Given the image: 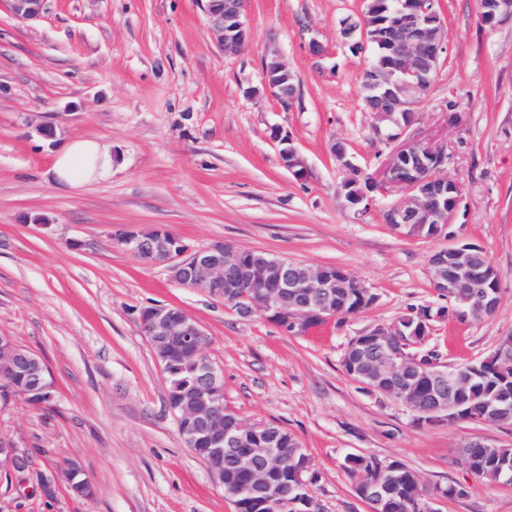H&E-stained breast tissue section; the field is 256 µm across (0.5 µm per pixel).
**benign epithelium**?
Segmentation results:
<instances>
[{"label": "benign epithelium", "mask_w": 512, "mask_h": 512, "mask_svg": "<svg viewBox=\"0 0 512 512\" xmlns=\"http://www.w3.org/2000/svg\"><path fill=\"white\" fill-rule=\"evenodd\" d=\"M244 0H199L217 45L227 55L247 49L252 32L243 8ZM438 0H416L415 6L397 16L390 37V52L396 60L400 77L394 88L387 89L392 108L386 116L391 128L375 122L380 140L392 149L380 171L368 174L364 190L365 206L371 209L376 196L392 191L400 197L387 205L383 221L399 235L410 236L411 221L429 226L438 237L451 223L462 201L459 183L448 176V146L441 142L407 134L415 123L418 104L410 101V91L423 82L427 70L438 65L447 51L448 32L440 13L434 9ZM42 0H11V10L20 20L36 18ZM481 20L495 22L512 18V0H483ZM263 87L270 96L288 110L298 93L283 100L280 82L296 87L293 72L272 50L262 60ZM281 149L283 165L297 177L306 175L305 164L288 135H275ZM333 153L346 171L343 182L354 178L362 168L345 159L346 148L333 145ZM118 240L141 261L164 267L174 283L197 288L237 304V313L248 318L261 312L285 332L302 334L335 320L339 314L341 290L355 289L363 301L370 290L355 276L344 270L327 272L319 266H305L297 261L266 252L216 242L204 248H193L176 235L145 227L137 232L121 233ZM481 249L457 244L438 252L442 259L430 263L433 288L442 296L456 300L448 313L458 320L482 315L499 302L501 272L491 263L477 265L474 256ZM430 313L419 312L411 333L401 325L378 324L371 339L358 347L372 346L373 353L349 363V376L370 390L380 382L398 379L394 397L419 416L427 413L435 421L455 420L457 396L465 382L457 367L440 361L432 350L420 351L431 335ZM139 328L151 348L179 341L198 375V385L179 391L178 398L167 403L177 431L185 447L201 458L224 483V457L232 456L235 472L248 479L243 491H261L270 475L288 457L289 449L277 425L249 424L224 406V378L214 362L204 353L209 337L201 325L178 307L155 305L143 307L137 315ZM21 370L35 379L32 392L40 403L54 399V385L44 359L32 351H22L8 336H0V395L17 393L13 378ZM0 469L13 474L28 473L32 462L16 453L10 441L0 438ZM394 483V475L381 468L358 493L371 506L382 499ZM269 512H314L312 503L290 500L287 493L276 492L262 500Z\"/></svg>", "instance_id": "obj_1"}]
</instances>
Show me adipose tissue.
Listing matches in <instances>:
<instances>
[{
    "mask_svg": "<svg viewBox=\"0 0 512 512\" xmlns=\"http://www.w3.org/2000/svg\"><path fill=\"white\" fill-rule=\"evenodd\" d=\"M112 149L96 139H75L55 156L52 173L56 183L75 188L112 174Z\"/></svg>",
    "mask_w": 512,
    "mask_h": 512,
    "instance_id": "obj_1",
    "label": "adipose tissue"
}]
</instances>
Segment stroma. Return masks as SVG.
<instances>
[{"instance_id":"1","label":"stroma","mask_w":512,"mask_h":512,"mask_svg":"<svg viewBox=\"0 0 512 512\" xmlns=\"http://www.w3.org/2000/svg\"><path fill=\"white\" fill-rule=\"evenodd\" d=\"M363 9L364 0H245L253 40L228 56L198 0H43L29 21L0 0V334L41 355L54 382L47 405L0 399V437L57 481L46 497L35 480L0 476V512H234L167 409V377L136 322L151 305L180 307L208 334L227 407L299 440L321 512H367L345 468L351 454L404 463L433 512H512V485L460 463L476 438L512 447V426L416 423L341 364L351 337L411 308L438 311L430 344L451 364L512 336V19L489 27L477 0H440L448 50L411 132L447 143L462 202L443 235L403 237L382 221L385 199L359 214L338 193L345 172L334 144L363 168L389 152L362 101L373 53L341 33ZM273 49L299 80L287 111L262 84L261 59ZM278 129L307 178L283 166ZM79 138L111 145L112 175L59 188L54 156ZM144 226L196 247L224 241L340 266L376 301L343 323L289 335L172 283L117 241ZM456 243L482 248L502 274L494 313L465 323L447 315L431 282V256ZM72 463L93 498L71 493ZM450 487L458 495L445 496Z\"/></svg>"}]
</instances>
